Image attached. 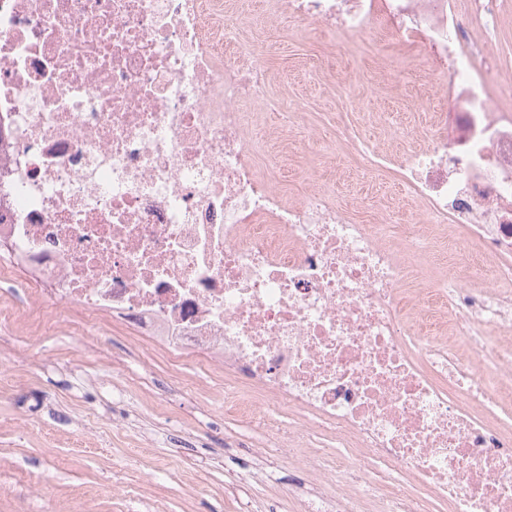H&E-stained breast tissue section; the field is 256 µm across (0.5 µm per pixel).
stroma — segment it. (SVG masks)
Instances as JSON below:
<instances>
[{
    "label": "stroma",
    "instance_id": "35a3bbf8",
    "mask_svg": "<svg viewBox=\"0 0 512 512\" xmlns=\"http://www.w3.org/2000/svg\"><path fill=\"white\" fill-rule=\"evenodd\" d=\"M498 23L485 39L495 62L512 70V0H498ZM263 61L274 77L273 95L287 94L302 112L301 148L283 174L319 160L336 200L367 220L379 197H401L392 174L360 167L336 150L323 152L313 134L331 123L356 127L367 141L405 146L394 129L422 134L438 102L418 98L421 79L412 50L395 39L381 43L333 40L315 32L270 33ZM25 277L0 281V307L15 309L0 324V364L14 366L12 389L0 392V512H237L225 483L262 468L269 437L259 426L226 415L210 373L188 362L172 367L160 354L137 352L129 331L104 322L96 341L74 322L48 330L27 314ZM139 454L137 494L117 499L115 466ZM169 457L154 478L152 462ZM272 478L251 485L252 512H303L289 489L315 483L310 465L274 459ZM45 486L38 495L34 486Z\"/></svg>",
    "mask_w": 512,
    "mask_h": 512
}]
</instances>
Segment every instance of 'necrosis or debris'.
<instances>
[{"instance_id": "obj_1", "label": "necrosis or debris", "mask_w": 512, "mask_h": 512, "mask_svg": "<svg viewBox=\"0 0 512 512\" xmlns=\"http://www.w3.org/2000/svg\"><path fill=\"white\" fill-rule=\"evenodd\" d=\"M408 43L440 109L390 152L420 216L366 222L250 134L266 31ZM440 231L445 274L422 268ZM33 315L132 327L305 449L307 512H512V78L448 0H0V242Z\"/></svg>"}]
</instances>
